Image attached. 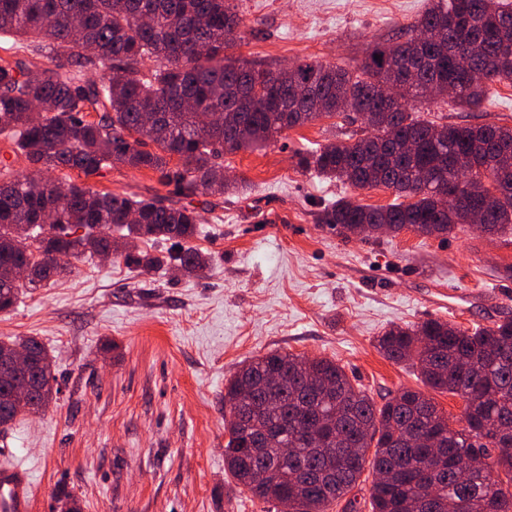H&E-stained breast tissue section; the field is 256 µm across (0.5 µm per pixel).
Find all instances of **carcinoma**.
Wrapping results in <instances>:
<instances>
[{"mask_svg":"<svg viewBox=\"0 0 512 512\" xmlns=\"http://www.w3.org/2000/svg\"><path fill=\"white\" fill-rule=\"evenodd\" d=\"M242 16L232 0H0V38L29 43L50 60L30 67L0 58V311L22 290L55 281L77 259L110 253L143 271L165 264L199 275L211 256L189 245L199 224L182 205L100 192L52 177L71 170L89 178L116 166L151 169L184 198L222 195L232 182L217 174L226 154L264 147L283 132L347 112L368 133L300 158L329 180L359 189L384 186L399 201L374 207L339 199L321 224L345 236L412 230L442 236L473 224L495 236L512 227V127L419 120L409 102L457 88L450 103L476 107L494 82L512 83V7L502 0H429L395 42L377 44L355 70L302 63L282 79L278 69L226 54ZM380 59H374V56ZM154 66L144 71L141 63ZM101 70L97 81L83 70ZM191 106L183 107V99ZM96 112L92 118L89 113ZM442 127L436 137L433 130ZM154 148H148V144ZM24 156L42 174L21 178ZM471 158L469 195L457 194L454 163ZM119 233L115 237L112 232ZM171 242L159 258L122 252L119 241ZM31 267L26 279L13 270ZM29 350L36 389L8 404L16 384L0 377V429L53 400L56 375L34 337L0 341V351ZM389 361L415 367L423 383L465 403L466 427L455 430L425 393L406 389L378 406L342 366L274 351L244 363L224 384L229 405L260 377L276 383L277 401L230 414L224 466L251 496L295 512H324L357 484L374 449L372 512H512V319L463 330L440 319L392 326L376 340ZM353 448L351 456L343 449ZM484 469L460 474L470 457Z\"/></svg>","mask_w":512,"mask_h":512,"instance_id":"carcinoma-1","label":"carcinoma"}]
</instances>
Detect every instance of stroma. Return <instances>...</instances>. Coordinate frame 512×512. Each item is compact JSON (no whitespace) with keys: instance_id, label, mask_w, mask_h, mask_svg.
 I'll return each mask as SVG.
<instances>
[{"instance_id":"stroma-1","label":"stroma","mask_w":512,"mask_h":512,"mask_svg":"<svg viewBox=\"0 0 512 512\" xmlns=\"http://www.w3.org/2000/svg\"><path fill=\"white\" fill-rule=\"evenodd\" d=\"M244 18L230 53L261 65L300 61L355 68L393 41L427 0H235ZM422 119L512 126V85L489 84L475 110L422 103ZM362 127L341 116L286 131L277 142L225 156L236 194L200 195L192 245L212 254L200 277L145 273L85 255L56 283L0 312V341L37 337L58 392L42 411L0 432V460L27 467L33 512L72 495L79 512H276L224 469V384L272 351L326 357L376 403L423 389L416 371L385 359L374 339L390 325L430 318L463 329L512 318V229L472 227L445 238L348 237L319 223L341 197L394 202L298 166L299 154ZM100 191L178 196L156 173L120 167L89 177Z\"/></svg>"}]
</instances>
